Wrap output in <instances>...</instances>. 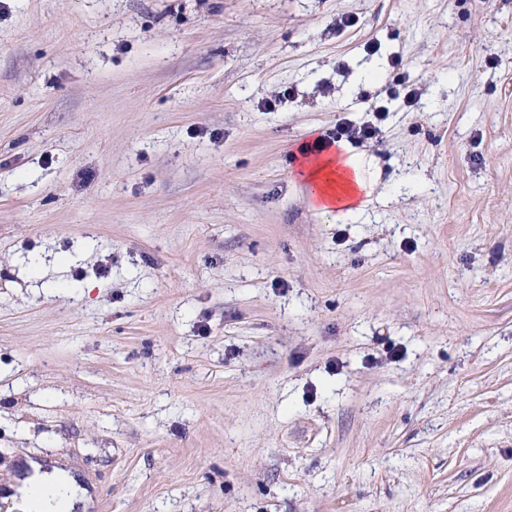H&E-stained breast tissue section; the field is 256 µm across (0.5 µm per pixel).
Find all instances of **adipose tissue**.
I'll return each mask as SVG.
<instances>
[{"instance_id":"1","label":"adipose tissue","mask_w":512,"mask_h":512,"mask_svg":"<svg viewBox=\"0 0 512 512\" xmlns=\"http://www.w3.org/2000/svg\"><path fill=\"white\" fill-rule=\"evenodd\" d=\"M297 177L315 211L354 220L370 203L380 168L375 157L352 153L339 143L334 151L301 164ZM11 498L18 512H88L93 505L77 475L32 458L26 459Z\"/></svg>"}]
</instances>
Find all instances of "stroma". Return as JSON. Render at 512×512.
I'll use <instances>...</instances> for the list:
<instances>
[{"instance_id":"obj_1","label":"stroma","mask_w":512,"mask_h":512,"mask_svg":"<svg viewBox=\"0 0 512 512\" xmlns=\"http://www.w3.org/2000/svg\"><path fill=\"white\" fill-rule=\"evenodd\" d=\"M345 122L400 189L351 222L292 168ZM27 456L92 512H512V0H0Z\"/></svg>"}]
</instances>
